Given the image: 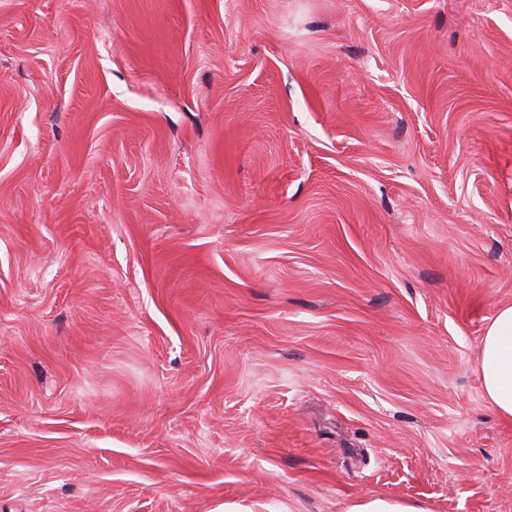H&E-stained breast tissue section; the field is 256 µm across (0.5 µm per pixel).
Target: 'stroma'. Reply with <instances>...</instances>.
<instances>
[{"instance_id": "35a3bbf8", "label": "stroma", "mask_w": 512, "mask_h": 512, "mask_svg": "<svg viewBox=\"0 0 512 512\" xmlns=\"http://www.w3.org/2000/svg\"><path fill=\"white\" fill-rule=\"evenodd\" d=\"M512 0H0V512H512ZM478 371L484 399L506 423H512V305L497 308L482 337ZM346 512H433L425 505L390 497H369L349 505Z\"/></svg>"}]
</instances>
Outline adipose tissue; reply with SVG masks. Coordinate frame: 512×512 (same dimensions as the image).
I'll return each instance as SVG.
<instances>
[{"instance_id":"adipose-tissue-1","label":"adipose tissue","mask_w":512,"mask_h":512,"mask_svg":"<svg viewBox=\"0 0 512 512\" xmlns=\"http://www.w3.org/2000/svg\"><path fill=\"white\" fill-rule=\"evenodd\" d=\"M478 371L484 399L506 423H512V305L497 308L480 343Z\"/></svg>"}]
</instances>
